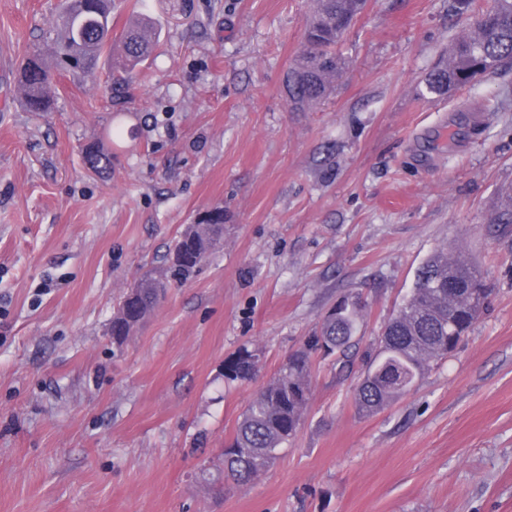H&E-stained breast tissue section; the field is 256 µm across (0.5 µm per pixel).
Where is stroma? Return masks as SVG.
Returning <instances> with one entry per match:
<instances>
[{"label": "stroma", "mask_w": 512, "mask_h": 512, "mask_svg": "<svg viewBox=\"0 0 512 512\" xmlns=\"http://www.w3.org/2000/svg\"><path fill=\"white\" fill-rule=\"evenodd\" d=\"M59 0H0V512H512V68L452 96L424 80L472 22L448 0H367L329 97L282 79L312 0H119L161 29L126 95L111 62L22 106L18 70ZM116 156L108 178L79 149ZM224 240L123 345L120 297L214 207ZM492 285L457 350L384 409L359 411L366 353L434 252ZM366 310L349 368L315 355L309 407L274 465L224 484L256 391L345 293ZM258 350L249 382L224 361Z\"/></svg>", "instance_id": "stroma-1"}]
</instances>
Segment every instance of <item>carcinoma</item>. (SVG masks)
Wrapping results in <instances>:
<instances>
[{
    "label": "carcinoma",
    "instance_id": "1",
    "mask_svg": "<svg viewBox=\"0 0 512 512\" xmlns=\"http://www.w3.org/2000/svg\"><path fill=\"white\" fill-rule=\"evenodd\" d=\"M309 19L303 52L286 72L283 90L296 111L326 98L339 72L334 49L365 0H316ZM61 22L50 37L52 51L28 54L20 71L22 101L29 112L53 108L50 88L57 74L82 78L104 54L112 57L111 89L130 85L136 69L159 46L158 25L142 16L112 37V0H61ZM512 65V0L475 16L474 31L458 36L448 49V61L426 79V91L451 95L470 84L479 73L494 74ZM86 168L99 176L112 172V151L87 143L81 148ZM494 223L512 224V190L501 200ZM224 235V210L199 224L189 225L174 241L178 259L158 271L161 279L147 278L126 292L112 316V339H127L125 329L139 326L160 301L157 289L170 281L188 280ZM491 289L469 259L448 257L440 250L416 270L413 288L397 314L386 324L380 346L356 387V402L366 413L376 412L403 396L430 369L431 363L451 354L487 310ZM364 308L344 295L336 312L324 317L318 334L293 351L274 377L262 386L240 416L222 459L224 482L248 485L275 460L276 452L300 429L311 396L313 356L343 355L353 346ZM257 371L254 350L244 346L224 363V378L247 381Z\"/></svg>",
    "mask_w": 512,
    "mask_h": 512
}]
</instances>
